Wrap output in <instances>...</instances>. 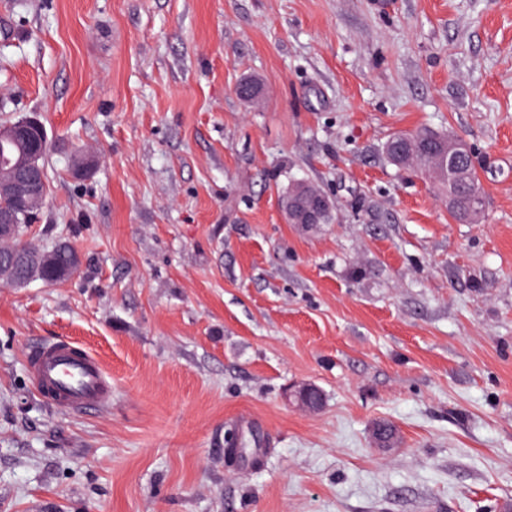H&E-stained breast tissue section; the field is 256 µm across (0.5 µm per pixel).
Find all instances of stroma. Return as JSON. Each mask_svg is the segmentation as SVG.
<instances>
[{"instance_id":"obj_1","label":"stroma","mask_w":512,"mask_h":512,"mask_svg":"<svg viewBox=\"0 0 512 512\" xmlns=\"http://www.w3.org/2000/svg\"><path fill=\"white\" fill-rule=\"evenodd\" d=\"M22 115L50 141L26 239L81 265L0 287V512H512V0H0ZM422 128L472 148L480 223L388 158ZM297 181L328 223L287 222ZM59 339L109 407L35 390ZM27 367L39 393L57 408L95 412L112 401V380L100 361L71 341L33 345ZM300 408L305 411L315 412L322 406V397L319 390L311 384H302L290 390Z\"/></svg>"}]
</instances>
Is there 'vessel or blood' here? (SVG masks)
I'll return each mask as SVG.
<instances>
[{
    "label": "vessel or blood",
    "mask_w": 512,
    "mask_h": 512,
    "mask_svg": "<svg viewBox=\"0 0 512 512\" xmlns=\"http://www.w3.org/2000/svg\"><path fill=\"white\" fill-rule=\"evenodd\" d=\"M27 367L39 393L57 408L95 412L112 401V380L100 361L71 341L33 345Z\"/></svg>",
    "instance_id": "b4317fda"
}]
</instances>
